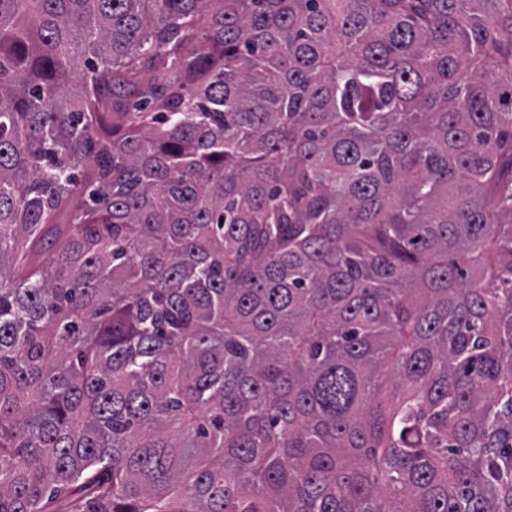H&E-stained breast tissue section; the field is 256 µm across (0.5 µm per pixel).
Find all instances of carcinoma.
Returning a JSON list of instances; mask_svg holds the SVG:
<instances>
[{
  "label": "carcinoma",
  "instance_id": "carcinoma-1",
  "mask_svg": "<svg viewBox=\"0 0 512 512\" xmlns=\"http://www.w3.org/2000/svg\"><path fill=\"white\" fill-rule=\"evenodd\" d=\"M0 512H512V0H0Z\"/></svg>",
  "mask_w": 512,
  "mask_h": 512
}]
</instances>
